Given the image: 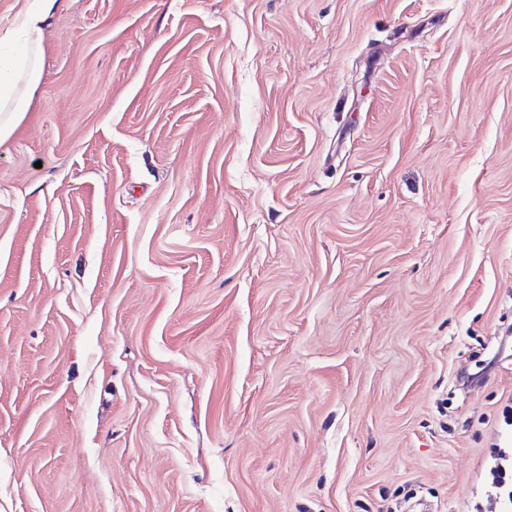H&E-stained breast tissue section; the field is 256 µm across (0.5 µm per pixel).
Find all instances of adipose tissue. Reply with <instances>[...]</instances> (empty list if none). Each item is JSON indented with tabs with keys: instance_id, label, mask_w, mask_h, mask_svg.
<instances>
[{
	"instance_id": "ef3b65f1",
	"label": "adipose tissue",
	"mask_w": 512,
	"mask_h": 512,
	"mask_svg": "<svg viewBox=\"0 0 512 512\" xmlns=\"http://www.w3.org/2000/svg\"><path fill=\"white\" fill-rule=\"evenodd\" d=\"M62 5L63 0H27L13 19L21 34L22 49L0 56V143L11 136L24 118L28 100L39 86L44 26Z\"/></svg>"
}]
</instances>
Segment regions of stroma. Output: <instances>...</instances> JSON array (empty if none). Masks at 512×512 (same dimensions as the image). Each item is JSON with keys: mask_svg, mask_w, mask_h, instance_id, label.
I'll return each mask as SVG.
<instances>
[{"mask_svg": "<svg viewBox=\"0 0 512 512\" xmlns=\"http://www.w3.org/2000/svg\"><path fill=\"white\" fill-rule=\"evenodd\" d=\"M512 0H65L0 143V512H474L512 404Z\"/></svg>", "mask_w": 512, "mask_h": 512, "instance_id": "obj_1", "label": "stroma"}]
</instances>
